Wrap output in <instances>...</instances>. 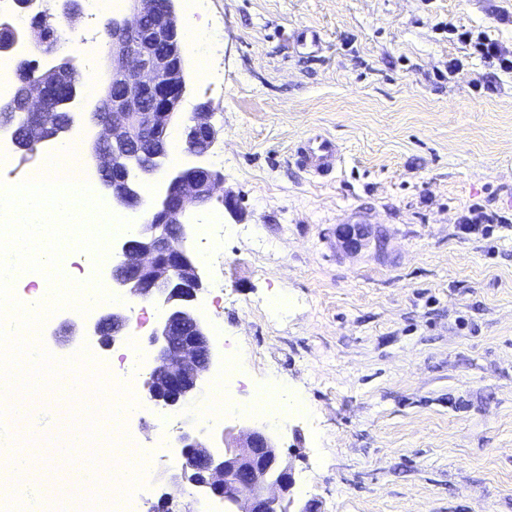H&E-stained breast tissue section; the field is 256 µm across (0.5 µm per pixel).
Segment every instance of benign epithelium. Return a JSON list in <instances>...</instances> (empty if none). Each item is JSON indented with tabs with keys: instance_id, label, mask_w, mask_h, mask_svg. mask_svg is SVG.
Here are the masks:
<instances>
[{
	"instance_id": "1",
	"label": "benign epithelium",
	"mask_w": 512,
	"mask_h": 512,
	"mask_svg": "<svg viewBox=\"0 0 512 512\" xmlns=\"http://www.w3.org/2000/svg\"><path fill=\"white\" fill-rule=\"evenodd\" d=\"M127 16L112 18L108 36L112 60V81L97 106V116L112 111L109 138L99 137L93 155L100 170L106 169L102 151L105 141L112 145V170H124L133 162L131 148H139L138 135L146 130L158 133L150 148L151 161L138 170L135 180L129 176L103 183L112 202L142 212L139 221L112 246V288L130 299L142 298L160 303L163 314L151 333L149 343L154 367L144 383L145 398L167 407L186 404L207 380L214 361L210 335L197 314L195 301L201 288L200 261L187 247L192 225L183 221L190 205L210 202L220 179L203 168L199 177H186L183 170L172 173L164 196L149 203L140 184L159 170L168 153V134L181 120L180 104L186 92L184 34L178 23L175 0H167L165 16L147 30L140 21L157 11V0H126ZM174 91V99L154 109L145 101L161 86ZM18 94L26 97L22 111L46 112L44 81L32 72L22 82ZM192 133L203 146L191 143ZM217 131L210 122L209 105H201L182 124L185 150L195 154L210 148ZM336 238L344 251L357 253L369 237V225L342 223L336 226ZM129 322L121 309L100 314L93 331L110 347L121 339ZM112 326V336H102V328ZM223 446L202 442L194 428H186L177 438L183 466L171 476L174 483L184 481L187 471L195 476L198 496L185 499L163 493L157 512H196L198 498L219 502L224 512H306L293 510L292 467L283 463L276 435L265 424L237 433L230 427L222 433Z\"/></svg>"
}]
</instances>
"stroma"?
Returning <instances> with one entry per match:
<instances>
[{
	"instance_id": "obj_1",
	"label": "stroma",
	"mask_w": 512,
	"mask_h": 512,
	"mask_svg": "<svg viewBox=\"0 0 512 512\" xmlns=\"http://www.w3.org/2000/svg\"><path fill=\"white\" fill-rule=\"evenodd\" d=\"M191 116L212 106L207 153L170 132L165 170L206 166L239 196L241 220L211 201L191 207L192 248L223 237L195 301L208 329L233 336L251 386L277 378L307 414L278 431L291 452L296 507L308 512H512V71L474 54L457 33L485 30L512 48V0H176ZM313 29L321 50L291 35ZM91 67V95L72 115L90 154L91 116L112 76L106 48L59 49ZM313 129L345 163L316 183L289 158ZM496 223L471 229L472 209ZM365 212L372 243L344 253L333 230ZM216 308H205L211 297ZM202 389L169 424L220 445Z\"/></svg>"
}]
</instances>
